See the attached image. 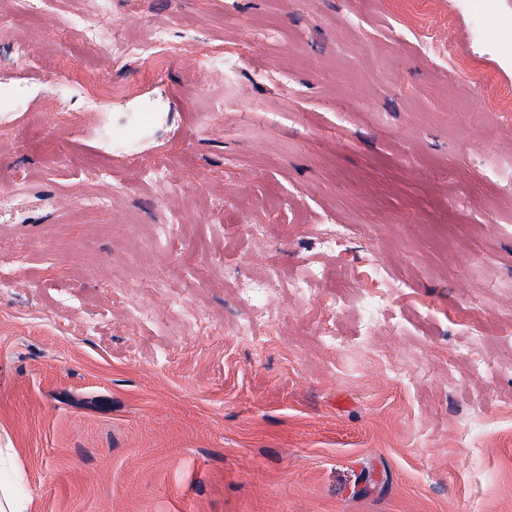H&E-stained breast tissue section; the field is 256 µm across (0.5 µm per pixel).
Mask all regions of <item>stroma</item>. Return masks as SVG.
<instances>
[{
  "label": "stroma",
  "mask_w": 512,
  "mask_h": 512,
  "mask_svg": "<svg viewBox=\"0 0 512 512\" xmlns=\"http://www.w3.org/2000/svg\"><path fill=\"white\" fill-rule=\"evenodd\" d=\"M89 8L0 0L26 97L0 109V442L28 512H512V0L481 40L457 0H112L111 53L63 23ZM155 28L156 64L119 54ZM75 68L126 92L89 102ZM132 222L173 250L132 253ZM258 278L276 322L245 340Z\"/></svg>",
  "instance_id": "1"
}]
</instances>
